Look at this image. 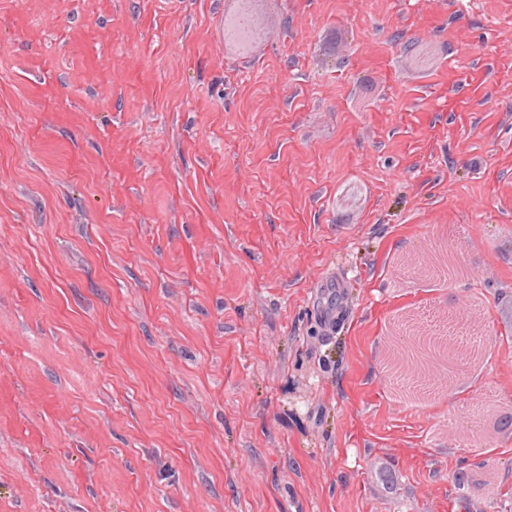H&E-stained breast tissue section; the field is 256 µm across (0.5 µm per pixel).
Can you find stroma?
<instances>
[{"label": "stroma", "mask_w": 512, "mask_h": 512, "mask_svg": "<svg viewBox=\"0 0 512 512\" xmlns=\"http://www.w3.org/2000/svg\"><path fill=\"white\" fill-rule=\"evenodd\" d=\"M237 9L0 0V512H512V0ZM229 24L227 33L231 38L242 37L250 44L258 37L249 24L248 8L245 5L239 8L238 12L229 21Z\"/></svg>", "instance_id": "1"}]
</instances>
